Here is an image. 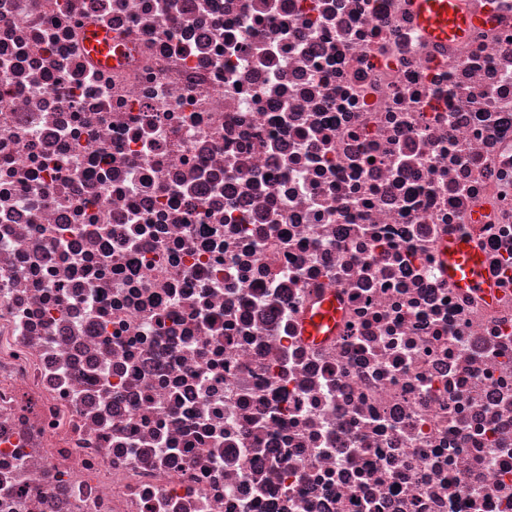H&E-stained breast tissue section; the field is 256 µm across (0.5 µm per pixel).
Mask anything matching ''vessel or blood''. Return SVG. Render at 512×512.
<instances>
[{
  "label": "vessel or blood",
  "mask_w": 512,
  "mask_h": 512,
  "mask_svg": "<svg viewBox=\"0 0 512 512\" xmlns=\"http://www.w3.org/2000/svg\"><path fill=\"white\" fill-rule=\"evenodd\" d=\"M412 12L426 40L443 45L451 41L464 42L481 24L480 18L460 10L458 0H412ZM86 48L102 65L111 64L112 34L107 29L89 28ZM439 256L454 287L471 293L487 290L489 281L481 253L469 238L458 235L449 239L440 246ZM340 317V304L335 295L325 294L304 320L305 338L314 344L321 343L334 335Z\"/></svg>",
  "instance_id": "b4317fda"
}]
</instances>
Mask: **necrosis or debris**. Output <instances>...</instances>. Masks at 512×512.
Returning <instances> with one entry per match:
<instances>
[{
    "label": "necrosis or debris",
    "mask_w": 512,
    "mask_h": 512,
    "mask_svg": "<svg viewBox=\"0 0 512 512\" xmlns=\"http://www.w3.org/2000/svg\"><path fill=\"white\" fill-rule=\"evenodd\" d=\"M460 2L0 0V512H512V0ZM412 12L426 40L448 46L463 43L482 24L478 17L459 9L457 0H412ZM86 49L104 66L112 64V32L104 27H91L86 33ZM439 256L455 288L463 292H485L490 288L481 252L463 235L455 236L439 248ZM341 309L334 294L325 293L319 305L308 312L303 333L308 342L318 344L327 336H333L340 320Z\"/></svg>",
    "instance_id": "1"
}]
</instances>
